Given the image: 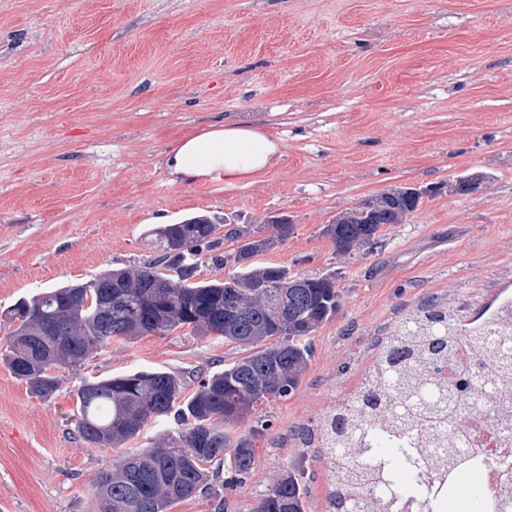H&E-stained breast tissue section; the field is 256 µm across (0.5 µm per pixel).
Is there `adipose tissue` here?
<instances>
[{"label":"adipose tissue","mask_w":512,"mask_h":512,"mask_svg":"<svg viewBox=\"0 0 512 512\" xmlns=\"http://www.w3.org/2000/svg\"><path fill=\"white\" fill-rule=\"evenodd\" d=\"M281 157V142L261 128L228 124L182 137L167 151L165 167L175 183L223 180L253 183Z\"/></svg>","instance_id":"obj_1"}]
</instances>
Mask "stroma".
Returning <instances> with one entry per match:
<instances>
[{
  "label": "stroma",
  "mask_w": 512,
  "mask_h": 512,
  "mask_svg": "<svg viewBox=\"0 0 512 512\" xmlns=\"http://www.w3.org/2000/svg\"><path fill=\"white\" fill-rule=\"evenodd\" d=\"M247 123L278 135L258 182H171L182 136ZM481 175L467 194L449 182ZM393 186L417 210L374 248L321 230ZM191 215L292 231L259 262L334 273L336 315L296 393L262 412L256 467L224 512H251L284 466L325 512L324 463L292 430L359 382L372 340L441 301L472 317L512 288V0H0V345L21 297L146 260L147 231ZM239 347L180 328L60 369L50 401L0 362V512H90L121 451L76 432V390L136 370H222Z\"/></svg>",
  "instance_id": "35a3bbf8"
}]
</instances>
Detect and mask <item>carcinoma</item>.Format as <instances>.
I'll return each mask as SVG.
<instances>
[{"mask_svg":"<svg viewBox=\"0 0 512 512\" xmlns=\"http://www.w3.org/2000/svg\"><path fill=\"white\" fill-rule=\"evenodd\" d=\"M421 199L413 187L384 190L322 233L340 254L370 248L383 225L402 223ZM267 228L263 236L232 224L218 236L217 225L202 215L159 224L148 232L155 256L24 297L7 312L0 360L43 401L61 388L56 369H76L114 342L187 327L248 351L200 377L188 397L180 376L151 370L86 381L74 391L78 437L89 447L120 448L150 423L174 425L101 474L92 512H169L218 482L240 487L252 473L253 439L270 427L256 408L297 391L312 336L341 302L334 274L309 277L255 265L252 258L282 243L292 224L274 216ZM226 241L237 248L224 250ZM204 263L230 264L234 272L200 279ZM458 326L457 314L442 304L406 312L393 334L371 343L365 383L293 433L327 460L328 512H367L392 497L370 468V431L402 438L407 460L418 462L425 448L450 471L475 465L476 456L457 451L471 416L488 415L502 434L512 433V318L464 337ZM248 420L247 433L230 436L229 428ZM305 509L302 480L286 468L252 512Z\"/></svg>","mask_w":512,"mask_h":512,"instance_id":"obj_1","label":"carcinoma"}]
</instances>
